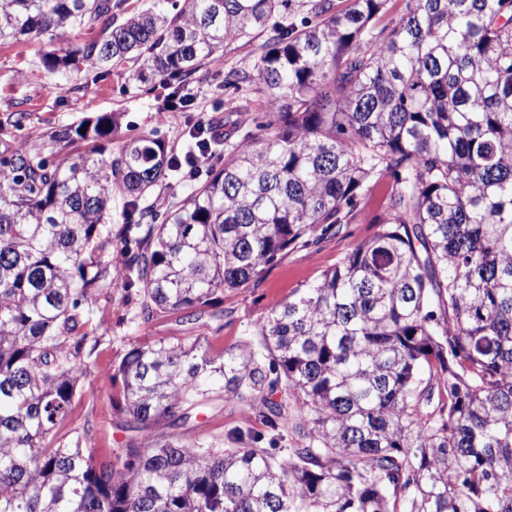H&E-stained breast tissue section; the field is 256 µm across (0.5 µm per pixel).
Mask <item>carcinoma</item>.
Instances as JSON below:
<instances>
[{
	"mask_svg": "<svg viewBox=\"0 0 512 512\" xmlns=\"http://www.w3.org/2000/svg\"><path fill=\"white\" fill-rule=\"evenodd\" d=\"M345 2L0 0V43L48 40L63 79L127 62L178 91L266 36L253 73L224 75L264 111L160 224L104 229L115 196L183 162L148 135L104 155L112 112L0 154V512H512V0H404L384 24L389 0ZM66 30L89 37L54 46ZM382 180L378 233L274 305L259 341L128 351L116 410L142 440L98 462L89 430L58 436L104 289L145 323L191 317L342 232ZM216 396L290 445L162 432Z\"/></svg>",
	"mask_w": 512,
	"mask_h": 512,
	"instance_id": "obj_1",
	"label": "carcinoma"
}]
</instances>
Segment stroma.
Returning <instances> with one entry per match:
<instances>
[{"label":"stroma","mask_w":512,"mask_h":512,"mask_svg":"<svg viewBox=\"0 0 512 512\" xmlns=\"http://www.w3.org/2000/svg\"><path fill=\"white\" fill-rule=\"evenodd\" d=\"M262 43L258 36L232 45L221 63L205 65L188 78L185 90L193 94V103L187 110L176 112L163 109L171 87L159 82L136 86L129 79L128 66L118 65L107 72L82 71L72 76L68 91L61 94L54 88L56 76L39 64L40 56L49 48L47 42L0 44V119L16 111L26 115L22 129L0 132V152L16 149L28 135L67 127L106 112L120 113L121 128L118 135L104 141L105 153L117 151L123 138L138 135L160 139L168 151H183L186 132L199 115L212 118L220 127L239 120V113L231 109L236 92L225 86L224 73L230 69L252 71ZM387 191L383 182L372 187L365 195L363 209L342 234L316 247L288 250L263 266L254 285L225 292L221 302L205 308L196 320L178 313H161L143 323L136 317L137 305L121 290L100 296L93 306L92 322L102 340L91 358L82 395L61 426V434L90 428L87 446L98 460L124 447L130 433L125 428V416L116 413L112 402L120 397V383L114 375L131 345L204 336L212 352L233 346L267 316L273 305L288 300L377 233L376 221L384 210ZM259 424V419L244 415L236 403L219 399L205 410L192 413L182 431L229 448L235 432Z\"/></svg>","instance_id":"35a3bbf8"}]
</instances>
